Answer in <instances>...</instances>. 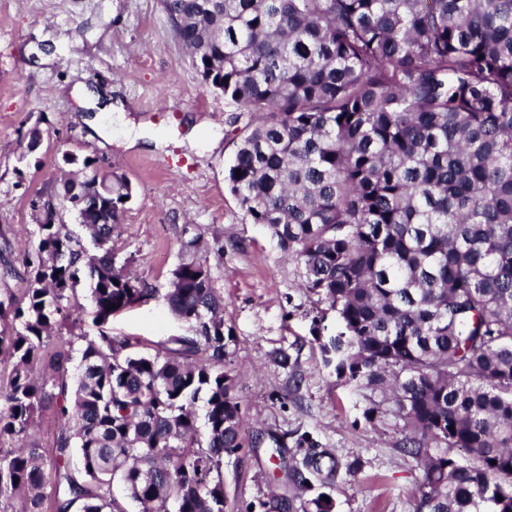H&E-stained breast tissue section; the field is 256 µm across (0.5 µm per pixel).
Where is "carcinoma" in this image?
<instances>
[{"label": "carcinoma", "instance_id": "carcinoma-1", "mask_svg": "<svg viewBox=\"0 0 512 512\" xmlns=\"http://www.w3.org/2000/svg\"><path fill=\"white\" fill-rule=\"evenodd\" d=\"M161 3L201 80L256 114L228 187L336 313L324 365L390 392L410 430L401 451L423 472L415 512H512V0ZM62 160L83 179L38 195L23 304L0 300L20 324L0 332V445L25 438L45 402L58 435L48 452L0 448V498L126 512L118 478L139 512H228L224 456L242 448V417L207 259L180 263L163 294L192 335L151 355L83 334L72 382L70 349L38 369L56 316L80 311V283L103 322L157 292L113 266L129 181ZM338 473L321 450L287 477L322 489Z\"/></svg>", "mask_w": 512, "mask_h": 512}]
</instances>
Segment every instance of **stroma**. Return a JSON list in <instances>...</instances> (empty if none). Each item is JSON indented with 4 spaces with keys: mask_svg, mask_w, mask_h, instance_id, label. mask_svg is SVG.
<instances>
[{
    "mask_svg": "<svg viewBox=\"0 0 512 512\" xmlns=\"http://www.w3.org/2000/svg\"><path fill=\"white\" fill-rule=\"evenodd\" d=\"M111 89L131 109L84 122L70 88ZM250 120L206 86L176 40L160 0H0V299L21 300L22 270L36 248L29 201L55 186L63 153L99 158L132 187L119 232L118 261L149 287L166 288L182 244L201 237L224 296L231 341L224 369L235 379L243 447L224 459V494L236 512H305L285 471L306 449L359 460L356 478L329 489L335 512H415L422 471L400 445L407 429L380 390L337 378L320 345L338 325L309 294L276 238L252 223L231 194L227 170ZM38 129L40 143L23 141ZM135 148L118 147L126 136ZM81 320H59L42 351L104 332L152 353L191 335L161 297L135 304L97 327L88 290ZM287 353V364L277 360Z\"/></svg>",
    "mask_w": 512,
    "mask_h": 512,
    "instance_id": "1",
    "label": "stroma"
}]
</instances>
